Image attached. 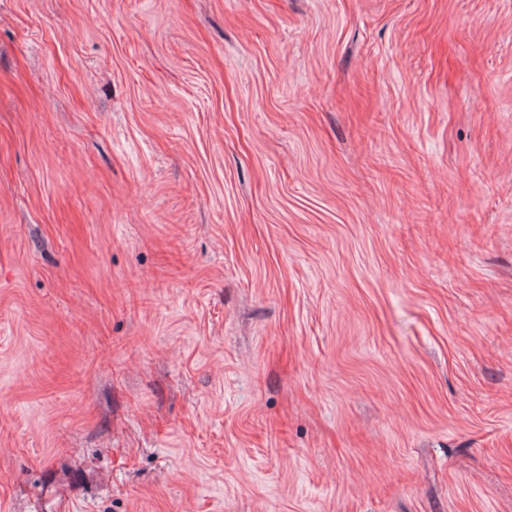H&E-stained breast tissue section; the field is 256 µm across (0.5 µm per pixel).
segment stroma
Here are the masks:
<instances>
[{
	"label": "stroma",
	"instance_id": "35a3bbf8",
	"mask_svg": "<svg viewBox=\"0 0 512 512\" xmlns=\"http://www.w3.org/2000/svg\"><path fill=\"white\" fill-rule=\"evenodd\" d=\"M0 512H512V0H0Z\"/></svg>",
	"mask_w": 512,
	"mask_h": 512
}]
</instances>
